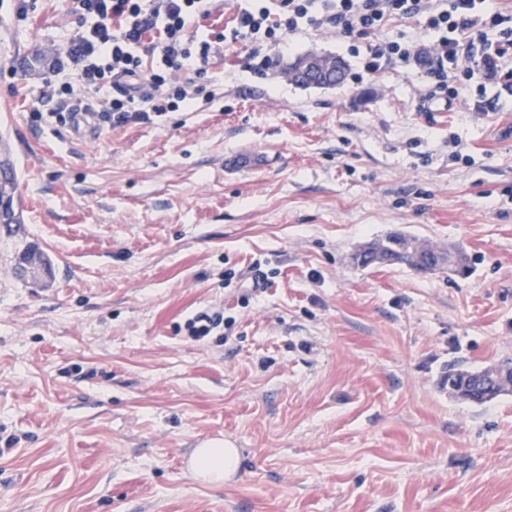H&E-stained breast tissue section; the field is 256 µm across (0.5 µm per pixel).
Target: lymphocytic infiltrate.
<instances>
[{"mask_svg": "<svg viewBox=\"0 0 512 512\" xmlns=\"http://www.w3.org/2000/svg\"><path fill=\"white\" fill-rule=\"evenodd\" d=\"M84 13L93 16L91 26L81 28L66 43L61 69L79 70L85 85L112 88L110 101L86 103L81 92L63 83L61 96L69 101L68 118L92 113L98 123L120 126L132 120L149 122L152 114L169 111L172 101H185L184 86H166L164 75L193 59L208 63L211 39L189 36L187 18L198 13L209 18L210 0H77ZM486 0H278L279 14L265 5L240 10L230 30L229 44L247 41L255 70L273 65V46L280 30L293 31L299 21L314 27L329 26L343 36L370 35L389 21L422 16L433 41L426 49L401 38L371 48L365 64L374 73L396 63L420 65L430 79L424 101L451 100L461 86L473 82L478 92L487 86L512 80V29L505 39L493 36L496 27L512 22L507 11H488ZM159 40L151 48V61L133 52L149 32Z\"/></svg>", "mask_w": 512, "mask_h": 512, "instance_id": "obj_1", "label": "lymphocytic infiltrate"}]
</instances>
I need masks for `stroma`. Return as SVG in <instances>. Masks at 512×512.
<instances>
[{
  "label": "stroma",
  "instance_id": "35a3bbf8",
  "mask_svg": "<svg viewBox=\"0 0 512 512\" xmlns=\"http://www.w3.org/2000/svg\"><path fill=\"white\" fill-rule=\"evenodd\" d=\"M72 7L0 0V512H512V393L438 384L512 360V89L426 109L421 69L364 68L418 19L302 25L265 72L215 45L177 111L89 134L54 116ZM313 52L341 86L288 80ZM398 231L472 275L353 263ZM29 244L49 280L14 275ZM210 440L240 453L219 486L191 468ZM309 59H318V60H328L337 62L339 64V70L336 73H318L320 76H323L322 81L317 83H309L305 80V77L314 73L312 71L302 72V65ZM347 64L341 58L333 56V55H317V54H308L300 57L291 67L288 69V76L291 81H293L297 85L306 86V85H316V86H340L344 83L346 78ZM224 323V315L215 311L212 315L201 313L187 323L189 335L194 339H200L209 336L212 331L219 328ZM511 362L490 366H501L507 370V381H499L485 376L486 367L470 369L456 363L448 365L440 376V385L444 390L448 389V395L464 401L483 405L497 397L512 392V367Z\"/></svg>",
  "mask_w": 512,
  "mask_h": 512
}]
</instances>
